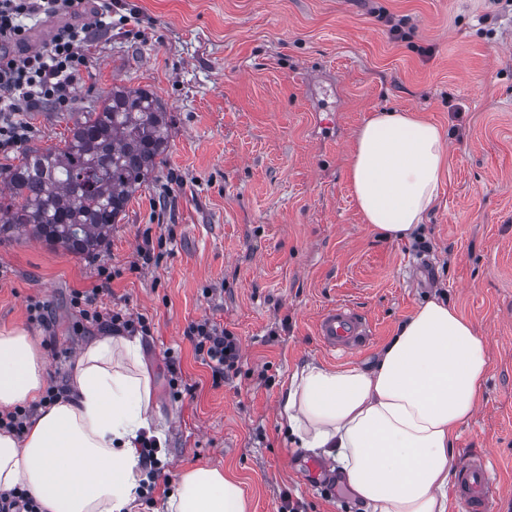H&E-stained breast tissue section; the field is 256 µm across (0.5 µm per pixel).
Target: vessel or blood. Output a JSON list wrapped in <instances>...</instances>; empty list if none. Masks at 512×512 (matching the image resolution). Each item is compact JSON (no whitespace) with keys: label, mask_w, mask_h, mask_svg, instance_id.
<instances>
[{"label":"vessel or blood","mask_w":512,"mask_h":512,"mask_svg":"<svg viewBox=\"0 0 512 512\" xmlns=\"http://www.w3.org/2000/svg\"><path fill=\"white\" fill-rule=\"evenodd\" d=\"M317 331L322 344L341 356L365 345L371 335L367 320L345 304L327 310ZM452 491L464 512H490L498 494L490 460L481 455L463 456L456 466Z\"/></svg>","instance_id":"vessel-or-blood-1"}]
</instances>
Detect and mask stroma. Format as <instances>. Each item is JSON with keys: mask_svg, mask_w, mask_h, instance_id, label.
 I'll use <instances>...</instances> for the list:
<instances>
[{"mask_svg": "<svg viewBox=\"0 0 512 512\" xmlns=\"http://www.w3.org/2000/svg\"><path fill=\"white\" fill-rule=\"evenodd\" d=\"M387 15L407 39L392 40ZM115 84L167 105L166 161L97 255L0 240V332L28 329L62 386L91 339L74 291L100 288L101 302L147 319L139 340L167 464L137 512H163L199 466L238 480L247 512H280L288 496L299 512H365L347 483L306 481L312 453L288 436L280 401L306 363L370 366L433 299L485 341L482 398L456 450L492 456V512H512V12L497 0H112L72 112ZM382 109L418 112L450 140L440 203L400 242L363 224L346 178L357 128ZM70 114L24 113L32 145L60 144ZM168 234L155 262L132 269L144 237ZM102 264L118 272L110 283ZM31 296L49 305L51 329L28 322ZM339 304L373 331L344 358L316 332ZM205 318L240 340L236 374L218 382L186 335Z\"/></svg>", "mask_w": 512, "mask_h": 512, "instance_id": "35a3bbf8", "label": "stroma"}]
</instances>
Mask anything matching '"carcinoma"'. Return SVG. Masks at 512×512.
<instances>
[{
	"label": "carcinoma",
	"instance_id": "1",
	"mask_svg": "<svg viewBox=\"0 0 512 512\" xmlns=\"http://www.w3.org/2000/svg\"><path fill=\"white\" fill-rule=\"evenodd\" d=\"M75 120L64 147L26 150L0 171L9 202L0 201V238L30 232L89 256L109 244L134 194L164 163L171 118L151 92L114 85Z\"/></svg>",
	"mask_w": 512,
	"mask_h": 512
}]
</instances>
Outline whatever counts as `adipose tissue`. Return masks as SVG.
<instances>
[{
    "label": "adipose tissue",
    "mask_w": 512,
    "mask_h": 512,
    "mask_svg": "<svg viewBox=\"0 0 512 512\" xmlns=\"http://www.w3.org/2000/svg\"><path fill=\"white\" fill-rule=\"evenodd\" d=\"M446 136L417 113H372L347 171L364 223L410 237L436 207ZM488 371L483 341L448 304L431 300L401 324L370 368L305 364L280 415L299 447L341 467L370 512H448L444 487L460 426ZM47 362L22 328L0 332V410L38 404L24 436L0 430V490L20 486L44 512H131L142 479L141 435L162 437L137 338L101 336L70 368V396L43 407ZM241 486L216 468L182 473L165 512H246Z\"/></svg>",
    "instance_id": "1"
}]
</instances>
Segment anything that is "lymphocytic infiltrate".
<instances>
[{"label": "lymphocytic infiltrate", "mask_w": 512, "mask_h": 512, "mask_svg": "<svg viewBox=\"0 0 512 512\" xmlns=\"http://www.w3.org/2000/svg\"><path fill=\"white\" fill-rule=\"evenodd\" d=\"M81 0H0V151L20 148L31 128L22 115L49 106L64 112L74 101V85L89 67L95 36L112 29V0L86 13L81 23L56 30L47 46L24 49L27 33L39 19L76 13ZM98 290L74 292L72 303L85 322L108 332H148L144 318H131L98 301ZM187 335L196 357L214 377L235 371L240 342L233 332L204 319L190 324Z\"/></svg>", "instance_id": "f902f5d3"}]
</instances>
